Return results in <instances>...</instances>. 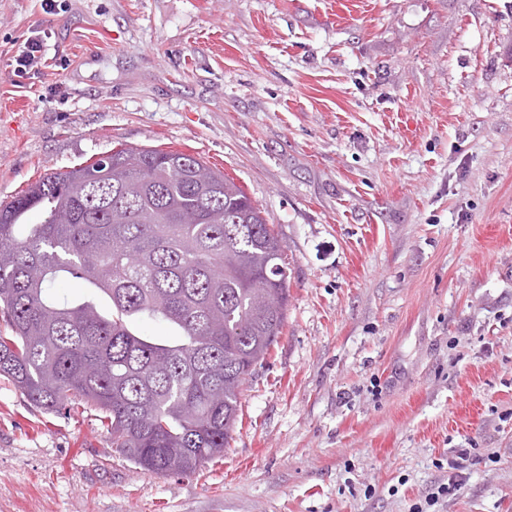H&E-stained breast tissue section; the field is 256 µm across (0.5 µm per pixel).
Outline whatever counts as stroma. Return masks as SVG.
Masks as SVG:
<instances>
[{
	"instance_id": "stroma-1",
	"label": "stroma",
	"mask_w": 512,
	"mask_h": 512,
	"mask_svg": "<svg viewBox=\"0 0 512 512\" xmlns=\"http://www.w3.org/2000/svg\"><path fill=\"white\" fill-rule=\"evenodd\" d=\"M120 145L244 187L286 326L192 475L0 378V512H408L457 448L433 512H512V0H0V205ZM42 52V42L38 38L30 40L15 60L18 72L39 71L43 59Z\"/></svg>"
}]
</instances>
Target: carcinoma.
<instances>
[{"label":"carcinoma","instance_id":"cac0c4a2","mask_svg":"<svg viewBox=\"0 0 512 512\" xmlns=\"http://www.w3.org/2000/svg\"><path fill=\"white\" fill-rule=\"evenodd\" d=\"M67 279L83 292L57 295ZM287 308L285 245L192 154L122 146L0 206V377L46 410L94 407L143 470L190 474L224 454Z\"/></svg>","mask_w":512,"mask_h":512}]
</instances>
